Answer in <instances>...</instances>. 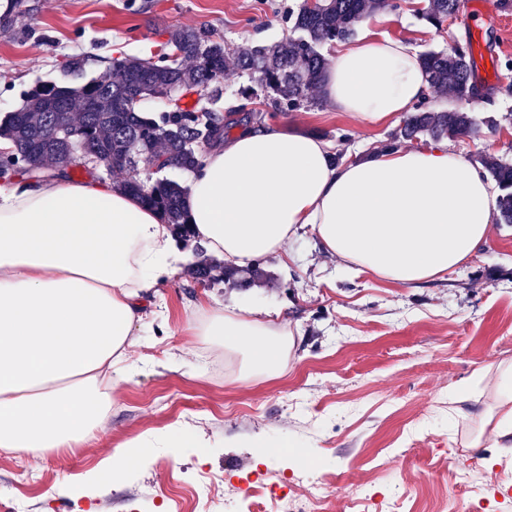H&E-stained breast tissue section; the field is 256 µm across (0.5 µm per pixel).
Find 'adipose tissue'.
I'll return each mask as SVG.
<instances>
[{
	"label": "adipose tissue",
	"mask_w": 512,
	"mask_h": 512,
	"mask_svg": "<svg viewBox=\"0 0 512 512\" xmlns=\"http://www.w3.org/2000/svg\"><path fill=\"white\" fill-rule=\"evenodd\" d=\"M404 41L367 33L340 45L324 77L337 112L392 122L428 98ZM497 211L487 181L448 144L388 147L336 162L331 143L269 124L239 128L199 155L186 221L195 242L245 268L310 229L345 269L403 287L480 255ZM185 256L162 214L110 183H0V450L46 456L97 438L112 395L133 376L126 351L143 299ZM239 356L238 382L279 376L287 326L229 299L194 325ZM495 447H512V365L498 368ZM207 459L213 445L174 428L115 448L63 491L91 500L152 461L158 441Z\"/></svg>",
	"instance_id": "1"
}]
</instances>
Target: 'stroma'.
Listing matches in <instances>:
<instances>
[{"mask_svg":"<svg viewBox=\"0 0 512 512\" xmlns=\"http://www.w3.org/2000/svg\"><path fill=\"white\" fill-rule=\"evenodd\" d=\"M302 0H25L0 28V118L39 82H71L68 60L83 57L85 78L109 74L116 58H156L173 26L205 27L225 48L292 37L287 14ZM375 33L420 53L466 48L473 0L435 27L424 0H396ZM506 75L477 84L475 133L450 139L472 165L483 156L512 162V8L485 28ZM247 77L224 81L223 101L245 106L254 124L307 130L342 159L387 146L397 126L368 125L336 112L322 88L300 109L268 97L244 100ZM288 257L258 259L252 287L201 282L190 267L159 281L146 297L128 349L138 369L112 397L100 441L46 458L0 452V512H73L60 486L114 446L187 427L216 444L207 462L166 448L104 487L94 512H244L242 497L303 502L310 482L328 485L327 512H512V447L472 448L485 411L496 406V367L512 363V224H493L486 250L448 276L400 287L345 270L307 232ZM264 304L296 345L272 379L232 383L240 361L197 342L203 309L223 308L230 290ZM467 397L452 398L458 385ZM286 449L259 465L256 443ZM494 459L486 470V459Z\"/></svg>","mask_w":512,"mask_h":512,"instance_id":"stroma-1","label":"stroma"}]
</instances>
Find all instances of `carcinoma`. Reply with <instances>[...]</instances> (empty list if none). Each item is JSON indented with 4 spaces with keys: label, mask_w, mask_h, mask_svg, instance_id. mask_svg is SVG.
<instances>
[{
    "label": "carcinoma",
    "mask_w": 512,
    "mask_h": 512,
    "mask_svg": "<svg viewBox=\"0 0 512 512\" xmlns=\"http://www.w3.org/2000/svg\"><path fill=\"white\" fill-rule=\"evenodd\" d=\"M390 7V0H320L315 10L303 3L288 14L294 37L243 46L232 53L207 29L173 26L167 44L179 51L175 57L164 52L157 61L115 59L112 74L77 86L36 85L27 91L20 108L0 120V138L12 144L17 157L3 177L40 182L58 170L60 177L67 178L70 167L97 154L112 157V172L134 171L147 157L161 162L164 169L192 171L200 147L214 141L212 127L197 124L194 113L213 114L214 124L224 131L233 125L217 109L229 74L247 75L273 94L280 109H298L306 103V91L323 81L327 62L322 47L352 38L364 17ZM459 8L460 0H429L424 19L439 26ZM419 61L438 93L450 94L462 104L475 95L464 52L430 50L420 53ZM188 89L198 94L191 107L175 105L157 117L140 109L147 98ZM476 125L473 113L462 106L441 111L418 106L391 134L389 145L424 136L433 140L466 136ZM481 164L500 191L499 223L512 224V163L484 157ZM122 188L160 211L167 223H185L186 193L179 182L162 178L148 184L131 178Z\"/></svg>",
    "instance_id": "obj_1"
}]
</instances>
